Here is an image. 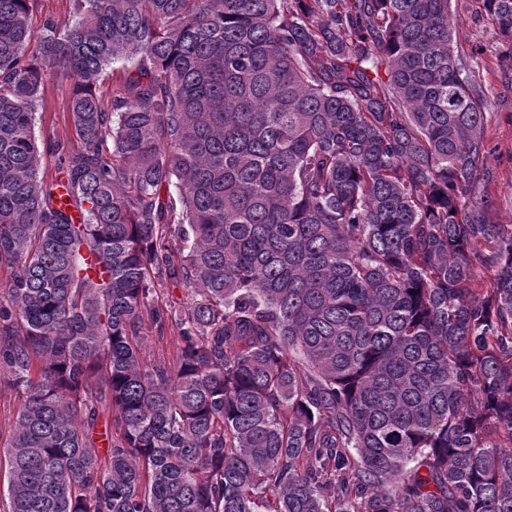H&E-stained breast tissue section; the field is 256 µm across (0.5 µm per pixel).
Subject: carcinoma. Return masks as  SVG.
I'll return each mask as SVG.
<instances>
[{
	"label": "carcinoma",
	"instance_id": "cac0c4a2",
	"mask_svg": "<svg viewBox=\"0 0 512 512\" xmlns=\"http://www.w3.org/2000/svg\"><path fill=\"white\" fill-rule=\"evenodd\" d=\"M72 2L0 0V512H512V224L451 0ZM33 14L36 19L51 17L59 23L71 22L73 18L72 0H34ZM70 83V78L60 76L44 89L35 115V135L41 150L50 142L67 143L73 139L67 98ZM177 331L169 325L160 335L155 326L146 323L144 329V350L147 360L158 362L172 361L178 345ZM21 395L7 378L0 381V445L7 443L21 405Z\"/></svg>",
	"mask_w": 512,
	"mask_h": 512
}]
</instances>
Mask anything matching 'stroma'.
Here are the masks:
<instances>
[{"instance_id": "stroma-1", "label": "stroma", "mask_w": 512, "mask_h": 512, "mask_svg": "<svg viewBox=\"0 0 512 512\" xmlns=\"http://www.w3.org/2000/svg\"><path fill=\"white\" fill-rule=\"evenodd\" d=\"M459 22L458 47L478 63L480 82L488 95L485 140L493 153L489 185L496 201L497 223L512 224V46L505 43L491 21L480 13L478 0H452ZM70 78L47 85L35 116L39 146L67 143L73 138L68 111Z\"/></svg>"}]
</instances>
